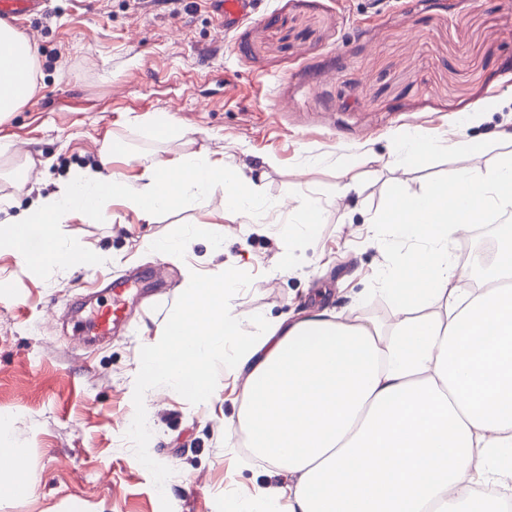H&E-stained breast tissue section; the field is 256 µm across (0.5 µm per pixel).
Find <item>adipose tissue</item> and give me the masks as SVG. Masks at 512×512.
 <instances>
[{
	"mask_svg": "<svg viewBox=\"0 0 512 512\" xmlns=\"http://www.w3.org/2000/svg\"><path fill=\"white\" fill-rule=\"evenodd\" d=\"M36 90L28 40L0 21V120ZM129 154L121 142L106 144L98 165L73 170L0 226V244L33 270L78 265L82 255L55 234L75 215L107 220L119 198L149 221L218 189L225 207L263 223L258 188L239 167L185 153L152 160L132 182L107 171L111 156ZM511 208L512 155L420 194L399 188L381 221L428 248L381 274L394 302L386 333L327 308L254 329L227 306L234 267L188 274L141 373L205 398L213 354L223 349L243 380L235 433L294 479L290 491L239 499L235 512H498L473 488H512V226L475 288L459 287L451 245L456 232Z\"/></svg>",
	"mask_w": 512,
	"mask_h": 512,
	"instance_id": "1",
	"label": "adipose tissue"
}]
</instances>
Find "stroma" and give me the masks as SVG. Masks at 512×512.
<instances>
[{"instance_id": "1", "label": "stroma", "mask_w": 512, "mask_h": 512, "mask_svg": "<svg viewBox=\"0 0 512 512\" xmlns=\"http://www.w3.org/2000/svg\"><path fill=\"white\" fill-rule=\"evenodd\" d=\"M13 25L35 52L38 90L0 121V223L98 163L113 140L138 154L111 163L129 181L143 156L248 164L266 221L225 210L217 191L149 222L118 201L107 221L59 225L87 265L32 271L0 247V444L21 463L0 470V512H227L283 481L229 440L240 381L215 359L200 399L139 372L187 273L235 267L229 304L253 319L354 307L389 330L379 272L420 248L376 221L396 183L419 193L512 154L499 137L512 124V0H254L233 21L217 0H44ZM161 112L176 138L150 126ZM409 129L436 147L404 170L394 154ZM453 132L470 151L449 150ZM346 183L351 193L335 200ZM301 195L327 201L324 221L286 232ZM180 235L189 243L178 254L149 247ZM118 278L137 283L140 302L111 336H75ZM143 414L151 427L139 436L130 424ZM20 475L24 496L10 490Z\"/></svg>"}]
</instances>
